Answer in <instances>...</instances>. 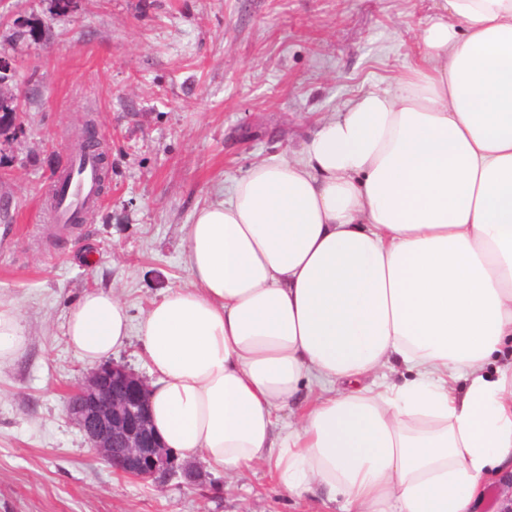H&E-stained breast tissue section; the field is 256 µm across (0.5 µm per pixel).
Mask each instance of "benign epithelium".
Segmentation results:
<instances>
[{"label":"benign epithelium","mask_w":512,"mask_h":512,"mask_svg":"<svg viewBox=\"0 0 512 512\" xmlns=\"http://www.w3.org/2000/svg\"><path fill=\"white\" fill-rule=\"evenodd\" d=\"M68 410L90 447L115 471L157 482L185 470L154 430L149 385L128 366L111 361L92 370Z\"/></svg>","instance_id":"1"}]
</instances>
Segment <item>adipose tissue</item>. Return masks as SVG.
I'll return each mask as SVG.
<instances>
[{"label":"adipose tissue","mask_w":512,"mask_h":512,"mask_svg":"<svg viewBox=\"0 0 512 512\" xmlns=\"http://www.w3.org/2000/svg\"><path fill=\"white\" fill-rule=\"evenodd\" d=\"M418 49L196 209L189 287L70 307L86 364L139 337L180 456L339 512H478L512 473V0H442Z\"/></svg>","instance_id":"obj_1"}]
</instances>
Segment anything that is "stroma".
I'll return each mask as SVG.
<instances>
[{
  "label": "stroma",
  "instance_id": "35a3bbf8",
  "mask_svg": "<svg viewBox=\"0 0 512 512\" xmlns=\"http://www.w3.org/2000/svg\"><path fill=\"white\" fill-rule=\"evenodd\" d=\"M440 0H0V299L24 344L0 366V512H332L264 469L196 480L116 474L66 408L91 367L64 336L84 290L133 317L189 283L185 226L249 164L298 148L315 121L400 76ZM94 122L109 181L83 223L50 207L71 145Z\"/></svg>",
  "mask_w": 512,
  "mask_h": 512
}]
</instances>
